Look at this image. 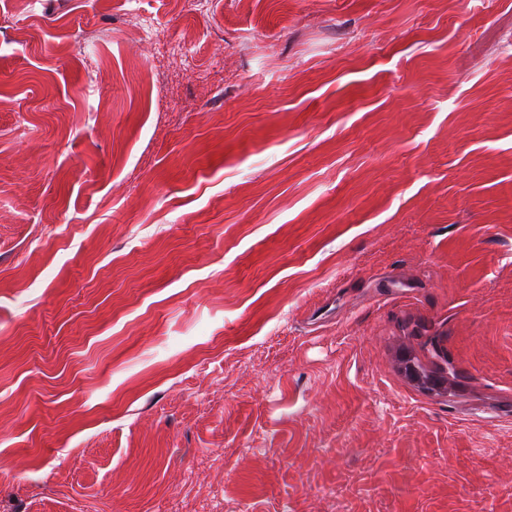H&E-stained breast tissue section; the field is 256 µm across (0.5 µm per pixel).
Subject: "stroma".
<instances>
[{
    "label": "stroma",
    "mask_w": 512,
    "mask_h": 512,
    "mask_svg": "<svg viewBox=\"0 0 512 512\" xmlns=\"http://www.w3.org/2000/svg\"><path fill=\"white\" fill-rule=\"evenodd\" d=\"M0 512H512V0H0Z\"/></svg>",
    "instance_id": "obj_1"
}]
</instances>
